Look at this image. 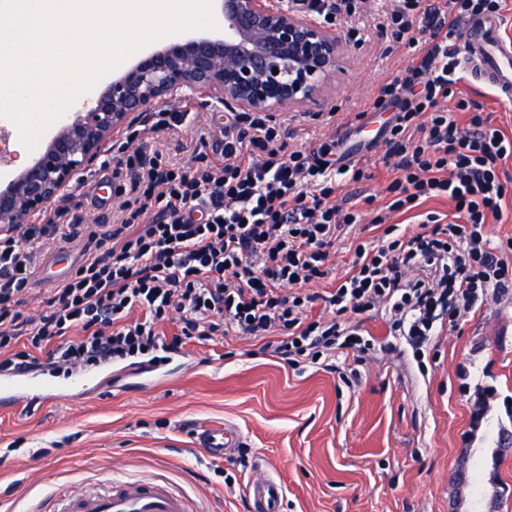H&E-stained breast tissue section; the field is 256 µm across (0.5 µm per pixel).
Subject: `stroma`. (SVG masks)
Masks as SVG:
<instances>
[{
  "label": "stroma",
  "instance_id": "obj_1",
  "mask_svg": "<svg viewBox=\"0 0 512 512\" xmlns=\"http://www.w3.org/2000/svg\"><path fill=\"white\" fill-rule=\"evenodd\" d=\"M394 3L370 0L344 21L361 39L350 43L331 94L333 118L299 114L286 124L288 146L310 148L334 136L340 152H355L372 178L338 177L336 196H372L362 207L367 215L384 207L392 179L383 165L388 115L371 111L370 102L412 58L379 28ZM184 101L191 114L183 124L158 132L142 124L139 143L186 167L217 161L216 153H201L200 141L223 126V103L196 94ZM127 138L114 137L71 196L52 207L66 208L74 224L119 223L131 182L119 167ZM87 253L83 236L44 240L24 313L40 312L52 288L46 274L67 275ZM387 318H371L369 349L337 354L332 371H295L231 329L167 354L155 370L116 360L81 394L32 412H0V512H30L59 491L115 474L166 480L198 512H251L245 486L260 463L282 478L285 512H512V448L497 450L490 432L512 431V288L489 292L421 355ZM351 364L361 373L356 385L339 376ZM479 407L488 424L477 429ZM202 419L237 423L246 459L213 460L192 447L185 429Z\"/></svg>",
  "mask_w": 512,
  "mask_h": 512
}]
</instances>
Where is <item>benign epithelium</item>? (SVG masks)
I'll return each mask as SVG.
<instances>
[{
  "instance_id": "obj_1",
  "label": "benign epithelium",
  "mask_w": 512,
  "mask_h": 512,
  "mask_svg": "<svg viewBox=\"0 0 512 512\" xmlns=\"http://www.w3.org/2000/svg\"><path fill=\"white\" fill-rule=\"evenodd\" d=\"M215 2L218 30L181 33L144 53L112 77L95 107L61 116L45 150L0 184V231L71 193L111 135L189 91L243 112L300 111L329 96L348 51L336 29L278 0Z\"/></svg>"
}]
</instances>
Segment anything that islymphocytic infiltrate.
Segmentation results:
<instances>
[{"mask_svg":"<svg viewBox=\"0 0 512 512\" xmlns=\"http://www.w3.org/2000/svg\"><path fill=\"white\" fill-rule=\"evenodd\" d=\"M504 6L399 0L387 13L385 35L414 57L372 103L392 112L384 164L395 177L386 211L370 221L371 238H351L363 214L335 200L337 175L360 182L364 169L342 164L332 139L288 149L267 112L225 113L223 161L196 169L133 150L125 161L131 198L110 228L67 223L59 207L47 223L0 232V370L37 352L56 366L90 368L106 357L172 352L229 327L290 365L316 364L336 343L364 345L365 329L346 325V313L390 308L423 341L439 320L467 316L489 289L512 288V237L495 243L487 231L512 219V180L501 171L512 137L483 103L453 97L459 50L448 43L461 22L501 15ZM432 198L451 202V213L424 210ZM411 211L413 228L388 221ZM80 233L93 253L43 297L37 316L24 315L39 242ZM345 236L353 259L339 275L329 259ZM328 278L334 286L323 301L333 316L323 319L302 287ZM172 321L178 330L169 336L163 326Z\"/></svg>","mask_w":512,"mask_h":512,"instance_id":"f902f5d3","label":"lymphocytic infiltrate"}]
</instances>
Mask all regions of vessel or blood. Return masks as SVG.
<instances>
[{"instance_id":"b4317fda","label":"vessel or blood","mask_w":512,"mask_h":512,"mask_svg":"<svg viewBox=\"0 0 512 512\" xmlns=\"http://www.w3.org/2000/svg\"><path fill=\"white\" fill-rule=\"evenodd\" d=\"M501 17L467 21L462 26L463 73L483 82L501 99L512 100V40ZM93 379L90 371H73L63 382L53 383L15 367L0 374V410L32 409L61 393L81 392ZM193 443L214 459L226 458L245 444L241 429L233 422H195L190 426ZM245 492L252 512H282L285 488L271 472L247 483ZM56 512H197L189 499L159 479L130 481L112 476L104 486L65 491Z\"/></svg>"}]
</instances>
